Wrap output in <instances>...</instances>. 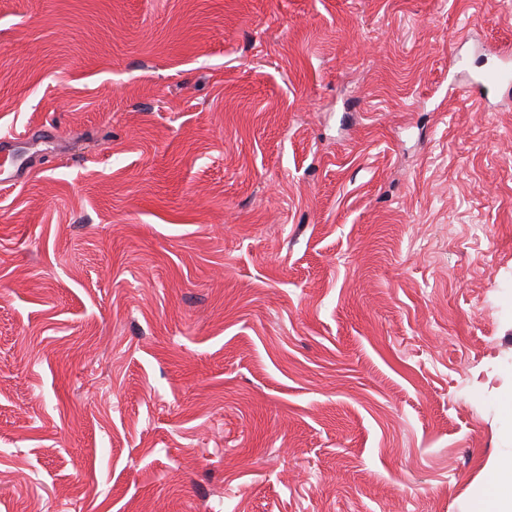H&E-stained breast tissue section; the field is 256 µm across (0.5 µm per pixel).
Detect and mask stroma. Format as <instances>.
<instances>
[{
    "label": "stroma",
    "mask_w": 512,
    "mask_h": 512,
    "mask_svg": "<svg viewBox=\"0 0 512 512\" xmlns=\"http://www.w3.org/2000/svg\"><path fill=\"white\" fill-rule=\"evenodd\" d=\"M505 44L512 0H0V512H475Z\"/></svg>",
    "instance_id": "1"
}]
</instances>
